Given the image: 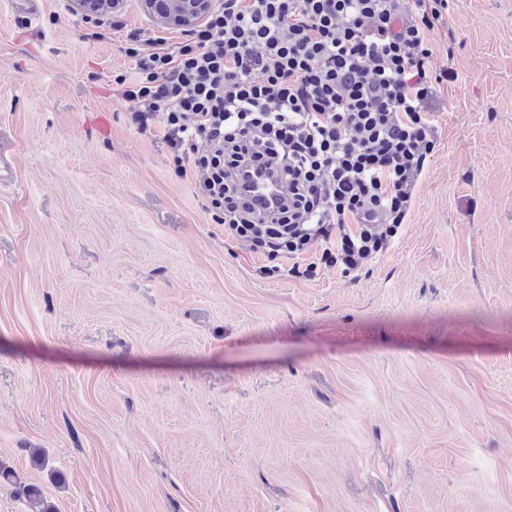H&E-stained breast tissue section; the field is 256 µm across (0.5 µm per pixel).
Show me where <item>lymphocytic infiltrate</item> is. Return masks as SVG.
<instances>
[{
  "instance_id": "obj_1",
  "label": "lymphocytic infiltrate",
  "mask_w": 512,
  "mask_h": 512,
  "mask_svg": "<svg viewBox=\"0 0 512 512\" xmlns=\"http://www.w3.org/2000/svg\"><path fill=\"white\" fill-rule=\"evenodd\" d=\"M435 0H215L184 42H134L123 94L141 130L164 119L179 174L267 258L356 269L386 250L434 149L426 33ZM288 194L272 211L252 179Z\"/></svg>"
}]
</instances>
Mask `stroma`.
<instances>
[{"label":"stroma","instance_id":"35a3bbf8","mask_svg":"<svg viewBox=\"0 0 512 512\" xmlns=\"http://www.w3.org/2000/svg\"><path fill=\"white\" fill-rule=\"evenodd\" d=\"M131 30L184 35L0 0V462L56 512H512V0L427 33L388 249L288 278L134 123Z\"/></svg>","mask_w":512,"mask_h":512}]
</instances>
